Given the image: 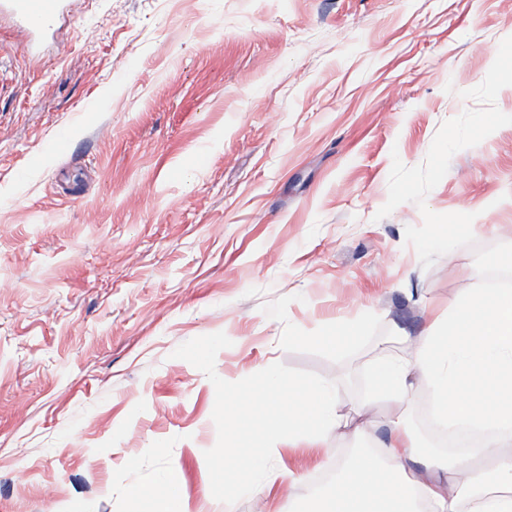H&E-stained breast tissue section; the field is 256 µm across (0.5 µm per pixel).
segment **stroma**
Returning a JSON list of instances; mask_svg holds the SVG:
<instances>
[{"mask_svg":"<svg viewBox=\"0 0 512 512\" xmlns=\"http://www.w3.org/2000/svg\"><path fill=\"white\" fill-rule=\"evenodd\" d=\"M509 36L512 0H73L33 55L0 14V512H144L127 487L170 465L190 512H288L278 482L225 493L228 435L305 485L347 457L224 405L272 370L355 412L364 363L512 243V124L425 200L475 247L426 269L425 208L377 216ZM432 403L374 406L367 444Z\"/></svg>","mask_w":512,"mask_h":512,"instance_id":"35a3bbf8","label":"stroma"}]
</instances>
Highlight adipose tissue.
Masks as SVG:
<instances>
[{
	"label": "adipose tissue",
	"mask_w": 512,
	"mask_h": 512,
	"mask_svg": "<svg viewBox=\"0 0 512 512\" xmlns=\"http://www.w3.org/2000/svg\"><path fill=\"white\" fill-rule=\"evenodd\" d=\"M402 357L379 349L368 366L376 399L403 401L416 377L429 380L440 424L467 421L488 429L482 447L445 452L425 447L406 418L391 421L394 439L381 448H358L336 464L326 486L292 498L291 512H512V288H483L455 298L448 313L411 340ZM242 408L261 411L283 432H314L321 441L345 435L359 440L364 423L344 414L333 388L315 381L282 392L276 373L264 391L242 399ZM224 456L246 462L250 478L239 484L255 493L277 479L268 448L232 440ZM128 496L148 512H186L181 475L163 469L153 489L130 486Z\"/></svg>",
	"instance_id": "1"
}]
</instances>
